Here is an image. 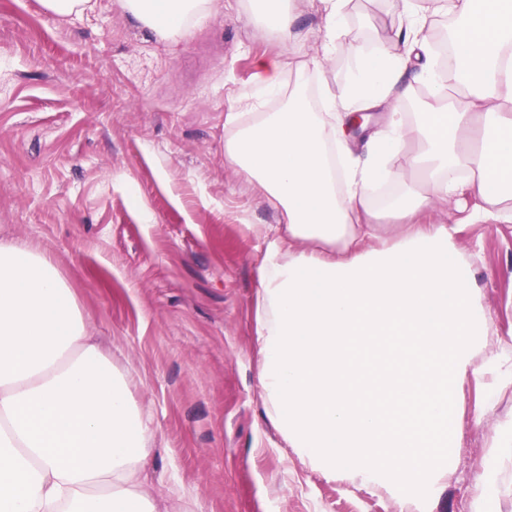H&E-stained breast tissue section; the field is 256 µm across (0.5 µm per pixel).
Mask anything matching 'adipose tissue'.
Returning a JSON list of instances; mask_svg holds the SVG:
<instances>
[{"label":"adipose tissue","instance_id":"adipose-tissue-1","mask_svg":"<svg viewBox=\"0 0 512 512\" xmlns=\"http://www.w3.org/2000/svg\"><path fill=\"white\" fill-rule=\"evenodd\" d=\"M315 68L347 36L348 0H319ZM392 45L358 54L351 82L324 88L321 111L294 89L282 112L229 106V162L257 182L285 223L260 268L257 343L269 417L287 447L365 481L438 473L455 435L458 385L480 374L476 312L448 230L415 216L453 194L484 201L471 218L512 221V0H387ZM156 37H187L221 0H120ZM452 22L458 94L427 34ZM419 97L406 115L405 103ZM381 107L361 151L355 113ZM406 168L388 167L406 140ZM467 179H457L458 170ZM402 186L384 208L378 180ZM403 228L368 251L385 220ZM131 373L104 353L56 264L0 242V512H182L154 490L155 436Z\"/></svg>","mask_w":512,"mask_h":512}]
</instances>
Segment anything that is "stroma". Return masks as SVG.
<instances>
[{
    "mask_svg": "<svg viewBox=\"0 0 512 512\" xmlns=\"http://www.w3.org/2000/svg\"><path fill=\"white\" fill-rule=\"evenodd\" d=\"M192 37L163 41L119 0L67 17L0 0V240L51 255L157 429L148 467L201 512H512V223L469 220L476 198L421 224L448 228L482 320L483 366L457 390L442 476L364 484L288 448L261 397L257 293L280 211L224 157L230 101L278 111L346 85L354 47L388 45L382 0H350L351 44L323 71L322 25L295 0L309 67L262 93L255 61L281 52L255 0H223Z\"/></svg>",
    "mask_w": 512,
    "mask_h": 512,
    "instance_id": "1",
    "label": "stroma"
}]
</instances>
